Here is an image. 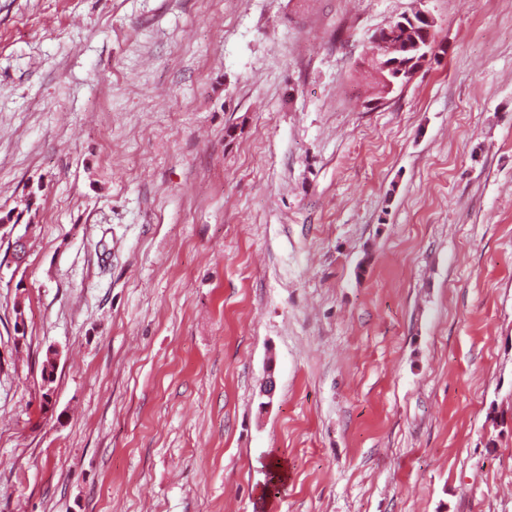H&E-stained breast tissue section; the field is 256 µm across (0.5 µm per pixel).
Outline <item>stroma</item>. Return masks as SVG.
<instances>
[{
  "mask_svg": "<svg viewBox=\"0 0 512 512\" xmlns=\"http://www.w3.org/2000/svg\"><path fill=\"white\" fill-rule=\"evenodd\" d=\"M6 214L0 512H512V0H0ZM393 48H388L386 52H382L381 59H377L378 53H372V56L368 58L369 65L378 73L381 81L385 85L383 88V92L385 94H389L393 92L396 88H402L403 85L398 84V80L402 74L404 65L401 64V60L391 55Z\"/></svg>",
  "mask_w": 512,
  "mask_h": 512,
  "instance_id": "1",
  "label": "stroma"
}]
</instances>
